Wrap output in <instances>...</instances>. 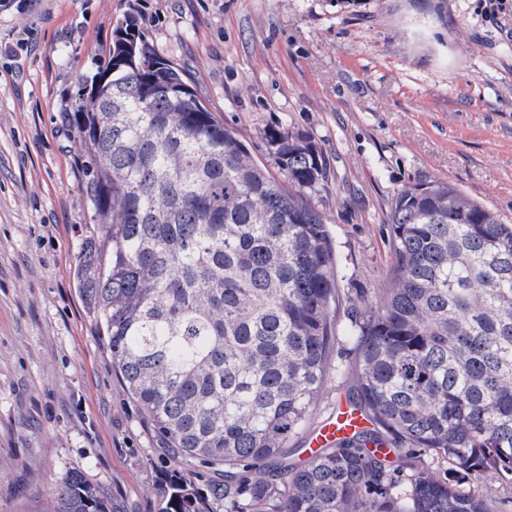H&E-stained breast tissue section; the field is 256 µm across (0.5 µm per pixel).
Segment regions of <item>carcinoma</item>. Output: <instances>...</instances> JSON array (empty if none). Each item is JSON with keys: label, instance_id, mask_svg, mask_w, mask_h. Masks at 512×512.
Segmentation results:
<instances>
[{"label": "carcinoma", "instance_id": "cac0c4a2", "mask_svg": "<svg viewBox=\"0 0 512 512\" xmlns=\"http://www.w3.org/2000/svg\"><path fill=\"white\" fill-rule=\"evenodd\" d=\"M69 112L96 239L81 285L123 391L173 461L160 512H491L512 486V223L442 181L397 195L382 300L340 328L326 179L307 135L266 132L283 178L196 97L131 16ZM370 423L298 463L340 342ZM447 465L436 477L427 458ZM218 479L200 489L181 466ZM47 512H110L68 475ZM479 486L483 489L489 500L492 502L494 511L501 512L502 510H511L510 503L507 500L512 498V489L510 487H501L494 479L486 477L480 480ZM504 502L508 504L505 507Z\"/></svg>", "mask_w": 512, "mask_h": 512}]
</instances>
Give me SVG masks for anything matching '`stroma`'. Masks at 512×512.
<instances>
[{
    "label": "stroma",
    "mask_w": 512,
    "mask_h": 512,
    "mask_svg": "<svg viewBox=\"0 0 512 512\" xmlns=\"http://www.w3.org/2000/svg\"><path fill=\"white\" fill-rule=\"evenodd\" d=\"M131 15L259 159L274 127L322 148L309 197L358 307L388 284L405 186L453 183L512 222V14L481 0H0V512H43L72 472L113 512L161 506L167 454L76 280L94 233L66 121ZM334 361L310 426L354 389L353 354Z\"/></svg>",
    "instance_id": "1"
}]
</instances>
